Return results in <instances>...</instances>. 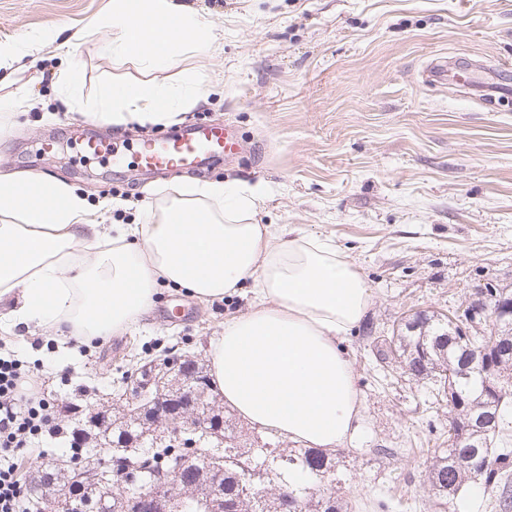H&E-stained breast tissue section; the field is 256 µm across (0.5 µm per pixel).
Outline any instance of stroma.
I'll list each match as a JSON object with an SVG mask.
<instances>
[{"instance_id": "obj_1", "label": "stroma", "mask_w": 512, "mask_h": 512, "mask_svg": "<svg viewBox=\"0 0 512 512\" xmlns=\"http://www.w3.org/2000/svg\"><path fill=\"white\" fill-rule=\"evenodd\" d=\"M224 30V47L186 56L177 70L145 74L113 66L97 39L66 44L108 0H0V43L26 49L25 69L0 82V173L48 176L90 202L120 193L111 220L132 223L156 190L193 179L145 175L134 151L153 126H116L73 111L54 70L71 66L85 97L115 78L158 81L176 72L207 78L206 99L179 118L230 124L250 153L203 172L262 192L256 220L329 238L363 275L372 301L363 319L391 335L402 315L451 314L492 285L512 289V0H185ZM445 59L433 77L431 62ZM29 106L17 116L15 100ZM248 289L202 302L157 284L150 311L130 330L84 340L54 329L0 332V354L41 368L61 429L25 454L23 477L49 459H69L75 419L65 403H105L125 371L189 355L207 363L224 319L248 311ZM343 341L356 373L362 422L328 492L358 502L406 494L393 512H441L425 481L433 414L426 386L377 367L369 341ZM387 448L384 456L377 447Z\"/></svg>"}]
</instances>
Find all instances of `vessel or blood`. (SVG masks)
Masks as SVG:
<instances>
[{"instance_id":"obj_1","label":"vessel or blood","mask_w":512,"mask_h":512,"mask_svg":"<svg viewBox=\"0 0 512 512\" xmlns=\"http://www.w3.org/2000/svg\"><path fill=\"white\" fill-rule=\"evenodd\" d=\"M244 140L226 128L206 122L160 136L144 143L139 150L144 169L168 174L176 169H202L214 158L242 153Z\"/></svg>"}]
</instances>
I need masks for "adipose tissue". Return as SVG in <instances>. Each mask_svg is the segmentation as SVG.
<instances>
[{
	"label": "adipose tissue",
	"mask_w": 512,
	"mask_h": 512,
	"mask_svg": "<svg viewBox=\"0 0 512 512\" xmlns=\"http://www.w3.org/2000/svg\"><path fill=\"white\" fill-rule=\"evenodd\" d=\"M98 24L113 64L143 71L203 57L224 36L182 0H111ZM171 18L177 32L156 30ZM202 78L175 84L115 80L84 103L75 70L58 93L113 124L170 123L201 99ZM260 195L233 183L193 180L157 195L141 224L97 221L86 196L63 182L0 175V319L105 336L128 329L166 281L201 300L252 287L250 309L224 320L210 345L212 383L251 425L325 452L353 441L361 399L342 341L364 318L372 292L330 239L255 220Z\"/></svg>",
	"instance_id": "1"
}]
</instances>
